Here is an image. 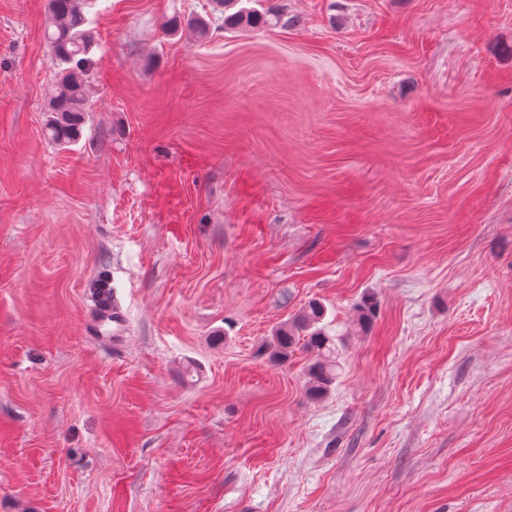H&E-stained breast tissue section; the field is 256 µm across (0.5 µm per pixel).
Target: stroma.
I'll return each mask as SVG.
<instances>
[{
  "label": "stroma",
  "instance_id": "stroma-1",
  "mask_svg": "<svg viewBox=\"0 0 512 512\" xmlns=\"http://www.w3.org/2000/svg\"><path fill=\"white\" fill-rule=\"evenodd\" d=\"M47 3L0 0V512H512V0H92L66 145ZM311 301L318 398L261 352ZM240 0H215V6L220 12H224L225 28L256 27L266 22L265 15L253 8L242 7L237 11L227 14Z\"/></svg>",
  "mask_w": 512,
  "mask_h": 512
}]
</instances>
